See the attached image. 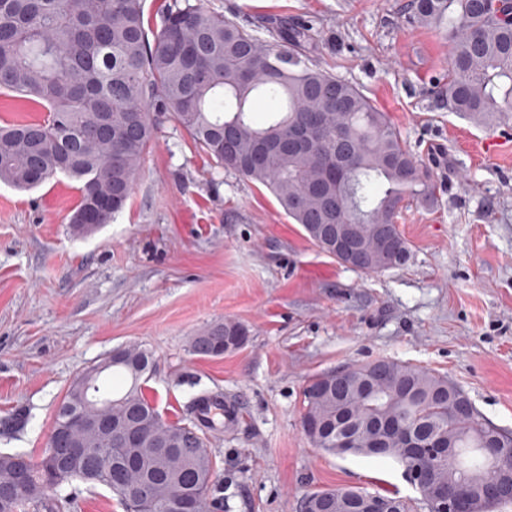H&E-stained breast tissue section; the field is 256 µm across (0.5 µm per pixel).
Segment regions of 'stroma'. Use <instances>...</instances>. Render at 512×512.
<instances>
[{
  "label": "stroma",
  "instance_id": "1",
  "mask_svg": "<svg viewBox=\"0 0 512 512\" xmlns=\"http://www.w3.org/2000/svg\"><path fill=\"white\" fill-rule=\"evenodd\" d=\"M254 26L310 25L306 54L386 112L431 168L432 205L397 222L410 258L364 273L314 245L260 184L214 168L174 121L158 126L134 193L108 224L75 236L77 184L0 182V453L41 454L74 379L130 342L149 348L145 395L177 421L195 395L236 401L210 447L223 512H300L310 491L395 494L427 512L397 463L339 457L301 428L320 373L382 358L425 367L512 431V117L493 127L449 111L442 30L406 23L408 0H203ZM232 319L244 346L216 358L190 338ZM64 512H123L75 482Z\"/></svg>",
  "mask_w": 512,
  "mask_h": 512
}]
</instances>
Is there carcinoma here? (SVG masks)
I'll return each mask as SVG.
<instances>
[{
  "label": "carcinoma",
  "mask_w": 512,
  "mask_h": 512,
  "mask_svg": "<svg viewBox=\"0 0 512 512\" xmlns=\"http://www.w3.org/2000/svg\"><path fill=\"white\" fill-rule=\"evenodd\" d=\"M412 22L442 29L448 36V82L440 87L448 110L491 127L512 112V18L491 0H411ZM263 38L234 18L208 11L201 0H173L154 28L145 26L142 0H0V92L22 96L37 121L0 126V182L31 188L61 174L79 183L70 218L74 234L89 225L108 224L129 199L158 121L170 118L193 146L215 166L264 186L285 214L328 255L344 262L336 242L313 232L315 224H367L391 241L392 250H374L365 273L402 266L410 250L397 224L406 201H434L430 171L419 163L386 113L354 85L316 66L299 52L311 39L302 24L276 25ZM271 104L257 122L248 103ZM320 120L325 142L309 151L270 150L294 124ZM350 152L338 181L326 177L337 166L336 137ZM245 326L233 320L213 323L191 338L199 357L224 355V337ZM111 370L128 388L116 395L96 390L93 416L124 418L135 427L139 465L116 466L128 452L114 438L79 430L84 465L57 481L68 442L48 441L42 456L0 454V512L44 508L54 512L58 494L74 480L111 486L121 506L122 487L143 497L147 512H184L180 488H194L190 506L207 508L216 461L210 434L225 421L201 417L208 396L188 405L185 421L163 418L141 387L153 353L138 343L110 355ZM375 396L363 380L377 367ZM448 377L410 363L381 360L353 365L335 386L328 373L313 376L304 388L301 422L344 426L358 434L359 455L380 442V456L418 473L421 502L431 508L438 491L454 487L481 498V488L512 470V434L496 451L481 446L488 419L478 410L464 417L452 411ZM443 440L450 453H407V439ZM347 488L305 494L342 496Z\"/></svg>",
  "instance_id": "obj_1"
}]
</instances>
